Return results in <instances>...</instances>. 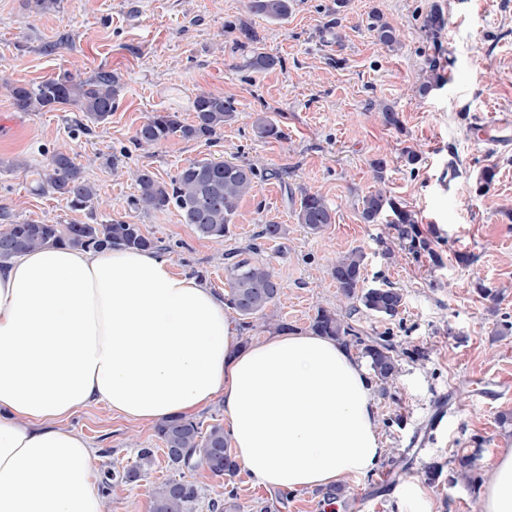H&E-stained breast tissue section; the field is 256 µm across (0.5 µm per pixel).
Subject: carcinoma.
Segmentation results:
<instances>
[{"instance_id":"carcinoma-1","label":"carcinoma","mask_w":512,"mask_h":512,"mask_svg":"<svg viewBox=\"0 0 512 512\" xmlns=\"http://www.w3.org/2000/svg\"><path fill=\"white\" fill-rule=\"evenodd\" d=\"M246 8L252 16L278 22L288 17L291 0H247ZM444 26L442 9L435 3L423 21V28L434 37ZM232 28L237 30V46L246 48L255 42V32L249 22L240 19ZM369 29L386 48L393 50L400 46L398 30L380 15L372 16ZM280 64L278 57L256 48L248 60V66L257 73L273 70ZM3 85L8 88L12 105L18 112H50L71 105L93 125L108 122L121 89L119 77L103 67L84 79L65 73L39 83L5 81ZM191 112L193 118L189 122L177 111L153 113L136 129L134 146L153 147L176 137L210 142L221 134L224 124L234 120L236 109L224 95L201 89L194 96ZM253 132L259 139L282 137L277 123L266 115L255 118ZM256 178L257 170L253 165L214 156L189 163L168 181L158 179L155 173L144 168L136 176L138 195L132 205L136 209L158 211L174 208L183 223L192 225L201 237L221 242ZM35 183L36 191L62 197L73 211L87 209L96 198L95 186L84 177L81 167L66 150L52 154L48 163L37 171ZM385 214L390 216L389 223L399 235L411 239L412 248L426 249L427 243L418 240L412 213L381 188L369 192L362 201L363 222L374 223ZM295 215L298 223L314 233L334 223L333 211L324 197L307 189L300 191ZM3 220L6 224L0 228V265L44 246L87 250L159 249L157 241L146 235L140 225L127 220L108 224H36L15 222L6 214ZM363 261L359 249L336 259L332 276L341 295L374 315L397 316L404 304L403 295L394 288L365 286ZM224 273L227 285L224 309L236 315L240 332L253 330L259 320L277 333L290 331L287 324L274 323L269 315L282 293V283L271 267L243 256L227 263ZM310 330L358 349L381 386L395 379L398 359L390 340L365 339L350 323L327 309L317 311ZM156 433L164 444L168 461L178 469L203 466L213 475L229 480L240 472L221 423H214L204 431L193 419L176 417L157 424ZM149 494L151 512H193L200 490L191 481L170 479L150 488Z\"/></svg>"}]
</instances>
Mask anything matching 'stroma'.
Instances as JSON below:
<instances>
[{
  "label": "stroma",
  "instance_id": "1",
  "mask_svg": "<svg viewBox=\"0 0 512 512\" xmlns=\"http://www.w3.org/2000/svg\"><path fill=\"white\" fill-rule=\"evenodd\" d=\"M247 0H60L36 13L27 0H0V72L18 83L63 73L87 77L104 67L120 78L108 123L82 128L68 106L51 112L15 111L0 87V157L24 167L0 169V213L17 222L81 224L123 218L158 241L176 273L202 278L224 292L229 253L247 252L278 271L279 319L308 331L318 309L346 317L361 336H387L399 351V372L387 390L373 389L385 453L367 477L346 479V499L327 489H276L247 471L233 479L210 471L174 469L154 427L112 415L104 405L77 411L68 427L95 450L92 469L104 490L105 512H151L150 488L169 478L198 485L194 512L212 502L231 512H478V492L492 464L512 449L500 413H512V148L495 146L492 115L512 114V0H292L286 20L248 16ZM439 4L445 27L429 37L423 19ZM378 14L399 29L392 51L368 29ZM249 19L263 51L281 58L267 73L247 66L230 28ZM438 73L427 95L418 89ZM231 99L237 110L213 143L172 139L151 148L132 143L153 112L190 118L198 88ZM395 107L401 129L382 124L379 102ZM275 120L281 140L253 132L257 114ZM68 145L98 196L90 210H71L53 194L34 193V172ZM420 159L408 164L406 148ZM253 164L258 178L223 244L199 237L177 210L136 209V172L149 168L169 180L207 155ZM385 159V185L411 211L428 249L416 251L386 219L363 223L361 199L376 181L371 163ZM121 175H113V166ZM493 170L484 182L485 170ZM321 194L335 221L314 233L298 224L301 189ZM265 224H283L284 238L266 240ZM360 249L370 287L404 296L393 318L353 310L332 277L339 254ZM498 294L484 299L483 289ZM154 452L142 480L123 475L140 449ZM475 458L460 476L455 454ZM442 469L428 483L426 466Z\"/></svg>",
  "mask_w": 512,
  "mask_h": 512
}]
</instances>
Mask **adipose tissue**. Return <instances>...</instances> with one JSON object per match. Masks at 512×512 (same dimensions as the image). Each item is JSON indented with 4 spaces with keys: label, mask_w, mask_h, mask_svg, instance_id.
I'll list each match as a JSON object with an SVG mask.
<instances>
[{
    "label": "adipose tissue",
    "mask_w": 512,
    "mask_h": 512,
    "mask_svg": "<svg viewBox=\"0 0 512 512\" xmlns=\"http://www.w3.org/2000/svg\"><path fill=\"white\" fill-rule=\"evenodd\" d=\"M219 397L238 461L265 486L360 478L384 453L350 350L312 332L240 347L223 303L166 257L50 246L0 266V512H104L94 450L65 425L80 408L150 426ZM479 501L512 512V452Z\"/></svg>",
    "instance_id": "obj_1"
}]
</instances>
